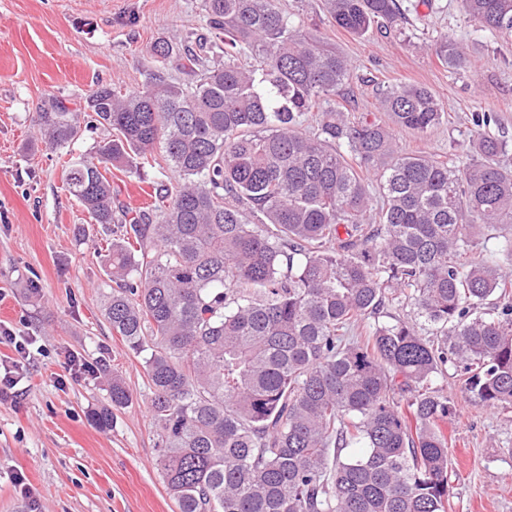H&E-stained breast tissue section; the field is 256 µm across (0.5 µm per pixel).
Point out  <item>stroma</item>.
I'll return each instance as SVG.
<instances>
[{"label":"stroma","instance_id":"1","mask_svg":"<svg viewBox=\"0 0 512 512\" xmlns=\"http://www.w3.org/2000/svg\"><path fill=\"white\" fill-rule=\"evenodd\" d=\"M280 4L350 60L337 109L386 124L378 86L419 84L437 96L445 116L429 135L394 129L403 151L469 162L483 112L498 119L492 133L512 142V36L477 30L459 0H399L404 33L376 24L361 37L336 27L322 0ZM189 32H207L203 0H0V327L31 341L22 393L0 402V512H177L157 470L144 363L105 315L112 283L103 256L113 234L90 223L63 181L67 161L91 154L110 132L87 129L54 149L37 140L36 118L52 97L82 110L101 82L137 90L160 71L189 82L149 52L158 38L177 43ZM445 33L465 46L467 69L449 71L432 53ZM109 178L118 200L136 210L153 204L155 187L172 175L147 167L138 175L113 169ZM68 352L97 366L96 376L59 386ZM116 376L132 402L101 430L88 413L108 403ZM440 387L456 406L448 420L450 512H512V412L477 404L456 376ZM19 471L36 504L17 494Z\"/></svg>","mask_w":512,"mask_h":512}]
</instances>
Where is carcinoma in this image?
I'll list each match as a JSON object with an SVG mask.
<instances>
[{
    "mask_svg": "<svg viewBox=\"0 0 512 512\" xmlns=\"http://www.w3.org/2000/svg\"><path fill=\"white\" fill-rule=\"evenodd\" d=\"M337 26L403 28L396 0H323ZM209 40L160 62L141 90L99 84L86 122L61 100L37 137L66 148L81 125L112 138L65 169L91 220L118 224L106 275L112 331L143 357L157 467L179 512H448L454 414L433 388L460 369L482 406L512 409V168L509 143L473 142L464 167L403 151L388 127L329 107L350 77L335 46L278 0H204ZM482 31H512V0H460ZM254 63H241L244 52ZM433 52L468 67L448 34ZM393 124L424 137L443 111L424 86L381 89ZM163 161L174 181L132 213L114 205L112 167ZM509 232L498 253L463 261L475 228ZM495 297L494 314L476 310ZM410 303L439 337L401 319L355 326ZM129 389L112 378V408Z\"/></svg>",
    "mask_w": 512,
    "mask_h": 512,
    "instance_id": "carcinoma-1",
    "label": "carcinoma"
}]
</instances>
